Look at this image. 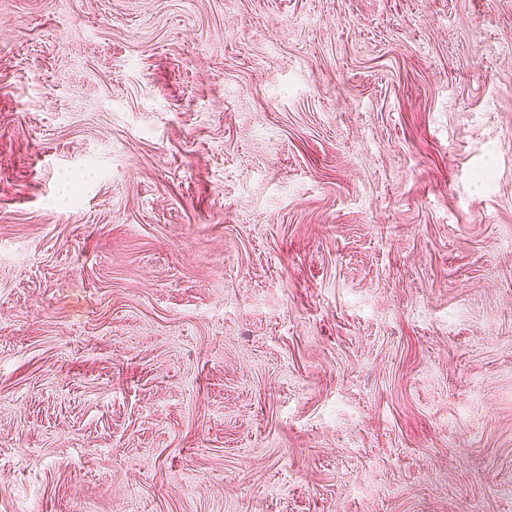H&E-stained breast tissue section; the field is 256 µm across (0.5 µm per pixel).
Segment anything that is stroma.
<instances>
[{
    "label": "stroma",
    "instance_id": "stroma-1",
    "mask_svg": "<svg viewBox=\"0 0 512 512\" xmlns=\"http://www.w3.org/2000/svg\"><path fill=\"white\" fill-rule=\"evenodd\" d=\"M0 512H512V0H0Z\"/></svg>",
    "mask_w": 512,
    "mask_h": 512
}]
</instances>
